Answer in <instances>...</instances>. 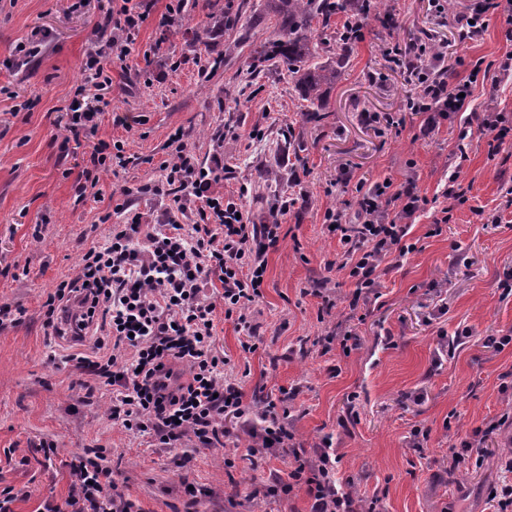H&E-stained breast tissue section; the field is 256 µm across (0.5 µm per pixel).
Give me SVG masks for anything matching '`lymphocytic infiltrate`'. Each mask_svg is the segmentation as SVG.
Instances as JSON below:
<instances>
[{
	"mask_svg": "<svg viewBox=\"0 0 512 512\" xmlns=\"http://www.w3.org/2000/svg\"><path fill=\"white\" fill-rule=\"evenodd\" d=\"M105 17L112 36L85 62L93 71L92 85H79L68 106L73 134L95 136L101 107L87 108L92 91L111 85L107 67L126 60L149 16L147 0H107ZM512 22V0H476L458 17L461 42L482 38L490 15ZM420 60L401 65L416 88L411 112L422 115L421 136L439 130L443 120L462 112L480 70L451 84L435 71L441 60L438 45L419 48ZM171 158L162 163L165 180L139 186L142 195L166 198L157 219L127 212L124 223L112 225L105 243L86 250L72 277L47 292L42 303L44 324L52 335L93 330L89 352L70 355L77 370L112 389L109 417L133 434H149L160 447L176 450L184 463V448H223L234 434L248 436L247 460L287 454V477H275L263 489L234 491L229 507L244 506L260 496L288 499L304 493L309 512H376V502L352 494L336 478L338 458L331 438L308 449L297 440L288 421L285 400L266 399L263 408L244 398L239 381L225 372L231 360L217 351L216 316L231 321L243 352H255L260 333L251 310L263 297L267 255L277 250L282 226L258 224L234 197L212 188L211 171L180 136L170 142ZM122 141L96 140L76 181L77 197L99 184L109 168H126ZM195 203L194 223L180 222L186 203ZM414 181L394 187L391 180L373 184L362 193L355 223L340 211L325 215L341 245L335 262L346 271L355 290L350 311L378 300L381 279L415 251L409 243L407 217L419 208ZM71 493L64 503L48 499L42 512H140L127 499L110 467L79 456L69 464Z\"/></svg>",
	"mask_w": 512,
	"mask_h": 512,
	"instance_id": "lymphocytic-infiltrate-1",
	"label": "lymphocytic infiltrate"
}]
</instances>
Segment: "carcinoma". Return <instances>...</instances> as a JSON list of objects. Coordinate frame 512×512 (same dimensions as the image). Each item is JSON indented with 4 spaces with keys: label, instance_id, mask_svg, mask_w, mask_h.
Listing matches in <instances>:
<instances>
[{
    "label": "carcinoma",
    "instance_id": "carcinoma-1",
    "mask_svg": "<svg viewBox=\"0 0 512 512\" xmlns=\"http://www.w3.org/2000/svg\"><path fill=\"white\" fill-rule=\"evenodd\" d=\"M274 10L282 14L274 28L257 51L258 61L273 62L286 67L296 82L305 101L307 113L323 111V102L318 90L324 83L334 82L339 77L341 61L336 64L311 63L319 57V46L330 48V44L315 40L312 22L321 23L322 29H331V17L357 9L353 22L359 24L383 0H363L354 5L353 0H269Z\"/></svg>",
    "mask_w": 512,
    "mask_h": 512
}]
</instances>
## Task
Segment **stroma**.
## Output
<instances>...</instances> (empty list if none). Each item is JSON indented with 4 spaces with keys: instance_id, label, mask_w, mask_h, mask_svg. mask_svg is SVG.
I'll return each instance as SVG.
<instances>
[{
    "instance_id": "35a3bbf8",
    "label": "stroma",
    "mask_w": 512,
    "mask_h": 512,
    "mask_svg": "<svg viewBox=\"0 0 512 512\" xmlns=\"http://www.w3.org/2000/svg\"><path fill=\"white\" fill-rule=\"evenodd\" d=\"M215 1L229 15H256L262 23L246 40L218 26L196 40L171 31L162 37L156 22L165 0H154L135 52L112 64L110 104L99 117V138L124 141L139 162L102 173L100 195L80 201L74 182L90 146L74 139L60 109L84 81L106 2L0 0V305L25 311L20 323L0 327V489L29 491L14 512H38L48 498L64 502L67 462L102 448L106 466L142 512H184L185 481L208 491L197 512H224L228 479L249 488L288 471L287 458L278 457L239 464L225 475V455L246 448L243 440L224 449H189L184 465L176 466L173 453L150 437L112 424L109 387L64 363L86 343L48 335L43 325L45 293L75 273L89 247L104 243L111 223L122 219L117 204L162 210L160 199H126L119 190L161 181L168 138L179 130L200 162L223 157L214 188L241 196L252 215L270 210L240 192L258 175L290 183L298 199L280 217L291 237L267 256L263 297L253 310L263 338L259 349L243 352L233 324L216 321L217 345L232 359L246 395L292 392L297 438L309 448L331 435L338 478L363 499L380 497L383 512H495L490 489L512 482V472L498 462L512 427L490 428L512 411V394L500 390L502 375L512 374V344L498 350L486 339L512 332V294L504 290L512 284V208L505 206L512 146L490 153L478 123L489 111L512 122V75L493 67L506 48L504 18L491 16L482 39L463 49L456 19L468 0H447L439 17L428 0H387L388 17L363 24L340 76L323 86L325 110L316 123L304 115L286 68L267 65L255 81L245 79L277 20L268 0H191L189 16L205 19ZM427 40L446 44L443 65L451 81L467 77L477 59L492 69L474 85L468 115L450 117L422 138V118L408 108L415 87L384 51L409 52ZM364 112L403 117L405 129L397 137L379 135L362 122ZM117 115L128 116L129 126L114 124ZM468 120L473 129L461 154L458 133ZM256 129L264 131L263 141L250 139ZM341 168L350 183L337 182ZM453 173L465 203L455 206L437 236L430 230L438 210L416 211L407 240L417 249L383 276L381 298L354 327L357 346L322 353L318 337L344 320L354 290L346 272L325 267L340 250L326 211L354 219L359 180L370 186L412 179L430 198ZM496 213L501 223H491ZM317 281L336 301L330 315H320V299L307 293ZM465 327L471 336L456 339ZM302 338L311 342L305 355L297 351ZM417 429L429 433L419 448L413 445ZM478 429L486 433L481 446L470 450L465 467L449 471L453 448ZM43 442L54 443L52 460L40 452Z\"/></svg>"
}]
</instances>
